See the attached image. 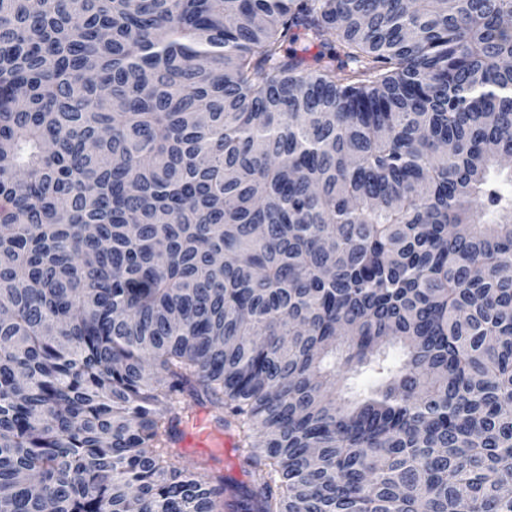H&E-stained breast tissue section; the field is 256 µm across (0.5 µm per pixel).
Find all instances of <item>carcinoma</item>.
<instances>
[{
  "label": "carcinoma",
  "instance_id": "1",
  "mask_svg": "<svg viewBox=\"0 0 512 512\" xmlns=\"http://www.w3.org/2000/svg\"><path fill=\"white\" fill-rule=\"evenodd\" d=\"M510 18L0 0V512H512ZM179 448H189L191 451H208L206 455L223 457L218 465L224 476L237 481H247L243 474L238 457L233 452V437L226 431L219 430L208 411L204 408L197 410L190 426L182 427ZM224 447L227 448L224 454Z\"/></svg>",
  "mask_w": 512,
  "mask_h": 512
}]
</instances>
